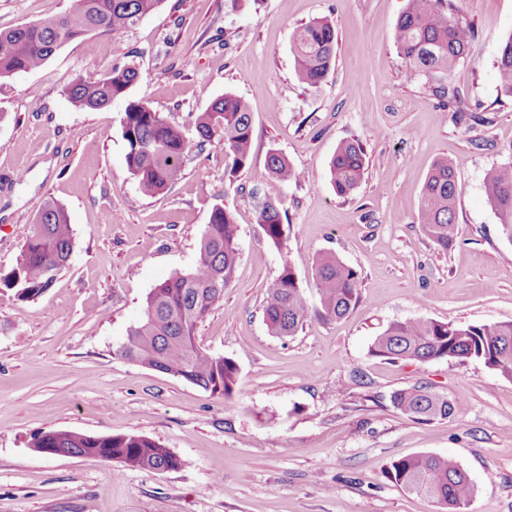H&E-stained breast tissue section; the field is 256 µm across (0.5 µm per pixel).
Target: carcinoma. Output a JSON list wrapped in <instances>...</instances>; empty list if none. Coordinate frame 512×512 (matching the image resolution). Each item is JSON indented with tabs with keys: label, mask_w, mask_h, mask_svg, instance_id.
<instances>
[{
	"label": "carcinoma",
	"mask_w": 512,
	"mask_h": 512,
	"mask_svg": "<svg viewBox=\"0 0 512 512\" xmlns=\"http://www.w3.org/2000/svg\"><path fill=\"white\" fill-rule=\"evenodd\" d=\"M162 0H74L65 14L0 30V77L41 67L63 44L91 32L115 33L135 27ZM472 24L455 14L452 0H407L395 25V42L406 67L437 80L435 95L445 108L462 114L457 92L451 87L454 68L464 61L474 41ZM296 72L300 80L318 88L336 58V32L326 19L313 20L293 35ZM501 93L512 98V35L501 44L497 61ZM133 67H115L111 76L78 77L63 87V94L79 110H100L125 96L138 81ZM193 127L197 146L218 141L231 168L240 169L251 157L252 112L249 102L224 94L198 113ZM127 145L126 164L141 192L154 196L182 174L190 139L143 100L127 103L121 118ZM366 151L352 138L338 145L330 165V183L336 195L348 197L362 185ZM265 174L283 182L297 181L300 172L278 151L267 154ZM488 204L502 233L512 241V160L489 171L484 181ZM461 186L452 162L438 160L422 191L420 223L427 237L446 251L457 237L456 202ZM267 241L280 247L286 240L281 205L265 201L259 215ZM237 225L233 214L217 205L212 209L194 266L156 285L146 298L143 320L128 330L116 350L121 358L145 368L180 377L213 394L230 399L238 390V368L224 356L196 343L197 325L224 296L237 261ZM73 250L71 224L53 201L41 206L36 224L26 238L11 270L0 275V287L23 299H34L53 285ZM361 273L333 254L318 261L316 290L320 307L315 314L341 319L361 298ZM264 311L270 333L293 336L309 315L301 285L286 267L267 286ZM369 354L391 360L426 363L437 359L478 360L512 379V322L455 325L433 320L390 324L376 336ZM392 406L418 422L447 419L461 411L459 395L448 396L415 384L395 391ZM34 448H55L68 456L112 461L147 471H171L180 460L155 440L138 434L89 436L68 430L45 431L33 438ZM387 478L404 491L425 496L440 512H467L474 487L464 469L452 458L429 453L400 457L390 463Z\"/></svg>",
	"instance_id": "carcinoma-1"
}]
</instances>
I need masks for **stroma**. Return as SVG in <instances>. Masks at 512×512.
Returning <instances> with one entry per match:
<instances>
[{
	"label": "stroma",
	"mask_w": 512,
	"mask_h": 512,
	"mask_svg": "<svg viewBox=\"0 0 512 512\" xmlns=\"http://www.w3.org/2000/svg\"><path fill=\"white\" fill-rule=\"evenodd\" d=\"M454 3L478 32L452 73L463 119L397 53L407 0H163L131 30L89 33L40 68L0 79V273L45 201L64 208L73 233V253L44 294L24 301L0 288V512H438L385 475L416 453L467 471L468 512H512V380L477 360L369 354L394 322L512 321V241L484 194L486 174L512 155V98L497 70L512 0ZM72 5L0 0V30ZM317 18L336 29V61L313 88L296 74L293 33ZM124 66L140 80L109 108L77 110L62 93L75 77ZM226 93L250 103V165L231 169L221 144L194 146L175 184L143 195L125 161L128 101L187 128ZM351 138L363 141L368 169L340 197L329 163ZM272 150L299 181L265 175ZM442 158L461 185L458 234L445 251L419 220L426 177ZM267 199L288 226L280 248L258 222ZM218 205L235 216L237 265L196 336L238 366L240 392L228 401L117 354L151 289L194 265ZM326 253L361 272L360 301L343 319L313 315L296 335L273 336L268 283L291 266L317 306ZM415 383L466 404L419 423L390 402ZM52 429L145 435L181 465L153 472L31 448Z\"/></svg>",
	"instance_id": "stroma-1"
}]
</instances>
